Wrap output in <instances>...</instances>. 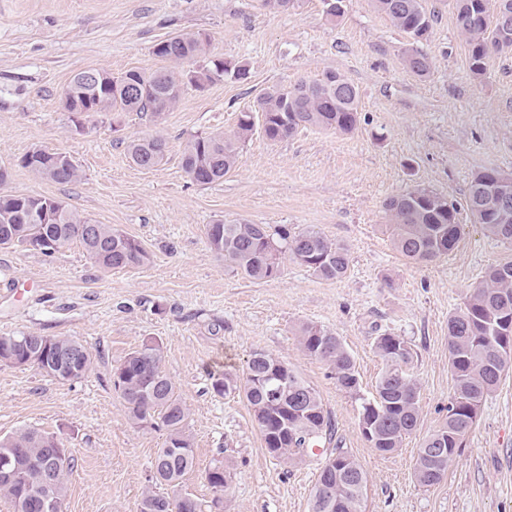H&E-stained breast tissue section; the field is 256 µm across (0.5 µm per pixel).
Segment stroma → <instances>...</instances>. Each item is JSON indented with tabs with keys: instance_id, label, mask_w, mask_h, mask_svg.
<instances>
[{
	"instance_id": "1",
	"label": "stroma",
	"mask_w": 512,
	"mask_h": 512,
	"mask_svg": "<svg viewBox=\"0 0 512 512\" xmlns=\"http://www.w3.org/2000/svg\"><path fill=\"white\" fill-rule=\"evenodd\" d=\"M424 5L435 19L422 44L432 69L420 77L402 62L410 36L371 0H346L336 25L322 0L288 11L262 0H0V167L10 173L0 191L63 201L153 254L150 264L105 271L76 241L50 257L0 249V336L75 337L94 357L88 376L64 383L0 363V436L35 428L71 450L64 512H139L165 436L128 423L111 379L149 339L162 345L164 369L189 412L196 468L186 487L209 497L204 474L223 461L232 476L224 512H308L319 469L336 446L367 473L363 512H512V373L482 403L441 482L423 487L413 477L417 450L445 417L453 391L448 318L489 266L512 259V244L465 211L455 249L430 263L406 260L384 229L383 205L393 196L424 188L462 204L478 171L512 175V54L492 58L486 77L474 78L453 0ZM198 33L211 42L195 67L218 56L245 66L247 80L185 87L156 122L139 112L77 120L64 108L61 90L77 72L161 69L156 43ZM329 70L359 89L353 133L310 128L273 144L257 131L224 180H189L181 167L189 140L232 130L269 87ZM155 133L167 138V157L139 168L126 144ZM35 148L65 153L81 179L36 178L19 164ZM216 219L316 226L348 247V272L325 281L288 259L277 278L247 279L210 250L205 227ZM305 323L340 337L359 372V395L374 392L383 369L375 337L387 330L409 343L421 417L398 452L370 447L358 395L302 352L296 330ZM255 349L296 368L335 426L332 442L299 464L272 458L238 393L211 388L210 374L241 372Z\"/></svg>"
}]
</instances>
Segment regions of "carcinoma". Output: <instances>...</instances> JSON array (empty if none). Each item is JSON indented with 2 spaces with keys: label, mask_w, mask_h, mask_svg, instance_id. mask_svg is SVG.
<instances>
[{
  "label": "carcinoma",
  "mask_w": 512,
  "mask_h": 512,
  "mask_svg": "<svg viewBox=\"0 0 512 512\" xmlns=\"http://www.w3.org/2000/svg\"><path fill=\"white\" fill-rule=\"evenodd\" d=\"M373 6L414 41L429 37L433 17L422 0H373ZM455 9L470 71L482 78L492 56L512 54V0H455ZM209 46V39L201 35L167 38L154 46V54L171 63V68L152 73L129 70L119 77L104 69L83 70L62 88L61 98L69 100L68 110L148 112L158 118L177 104L185 87L202 88L224 77L226 69L220 59L208 68H188ZM403 62L420 77L430 72L429 56L417 48L407 51ZM358 108V88L333 71L317 80L273 86L257 98L254 109L240 114L231 131L189 141L182 154V169L199 186L224 179L238 166L257 114L265 138L277 143L308 128L352 133L360 122ZM126 152L136 166L151 169L165 160L167 142L161 135L136 138L127 144ZM20 164L57 183L81 179L78 167L60 152L34 148L22 156ZM495 182L512 199V176L488 168L473 177L466 207L474 223L512 243V204L506 210L497 209L486 193ZM384 209L391 243L408 260L431 262L445 257L460 238V208L439 194L415 189L390 198ZM91 223L92 219L74 209H59V202L51 198L0 193V248H23L35 242L39 244L37 252L50 257L78 240L103 269L151 262V253L140 241L110 224L97 225L96 237L85 238L79 228ZM205 235L209 248L224 259L225 266L255 281L277 277L285 257L324 280L343 278L350 265L348 248L313 225L295 230L216 220L206 225ZM297 336L303 353L325 363L336 384L360 400L359 426L370 447L382 454L398 451L420 422V387L410 372L413 353L408 343L389 332L375 338L374 348L384 368L375 394L362 397L356 364L338 336L312 323L302 325ZM45 342L60 352L77 351L79 356L64 373L44 370L42 374L71 382L92 371L93 355L78 339L32 332L0 336V363L14 360L20 364L29 350ZM448 367L453 393L446 417L414 457L413 475L424 487L443 479L474 425L481 403L512 371V261L490 267L464 306L448 317ZM112 384L132 424L149 425L166 435L152 460L149 481L172 493L146 491L140 512H221L230 478L223 462L215 461L205 474L210 499H201L185 488L187 476L196 466L194 440L187 430V408L164 370L161 344L145 341L129 353L114 370ZM212 388L218 393L234 390L242 394L264 447L284 465L303 460L315 443L332 439V420L318 393L288 363L263 350L252 351L242 374L226 371L213 375ZM62 447L58 436L38 430L21 429L0 438V459L5 453L11 455L21 471L17 481L0 479V500L9 502L12 512H30V500L48 489L59 501L65 500L74 458H56ZM338 455L345 459L341 468L333 462ZM367 482L357 460L335 448L320 467L310 512H362Z\"/></svg>",
  "instance_id": "cac0c4a2"
}]
</instances>
